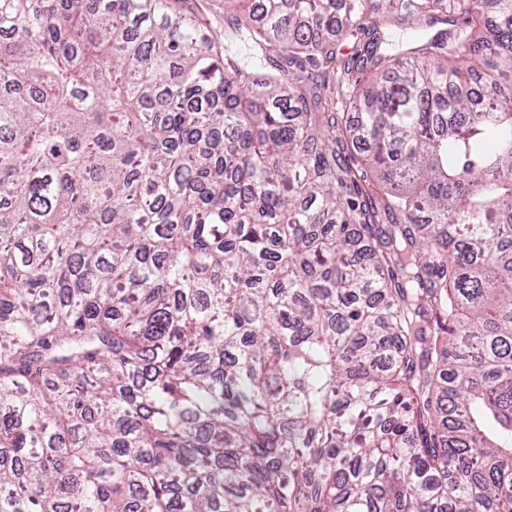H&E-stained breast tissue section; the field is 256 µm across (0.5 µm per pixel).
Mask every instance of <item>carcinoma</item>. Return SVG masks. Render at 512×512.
I'll return each instance as SVG.
<instances>
[{
	"mask_svg": "<svg viewBox=\"0 0 512 512\" xmlns=\"http://www.w3.org/2000/svg\"><path fill=\"white\" fill-rule=\"evenodd\" d=\"M243 1L0 0V512H512V0Z\"/></svg>",
	"mask_w": 512,
	"mask_h": 512,
	"instance_id": "obj_1",
	"label": "carcinoma"
}]
</instances>
